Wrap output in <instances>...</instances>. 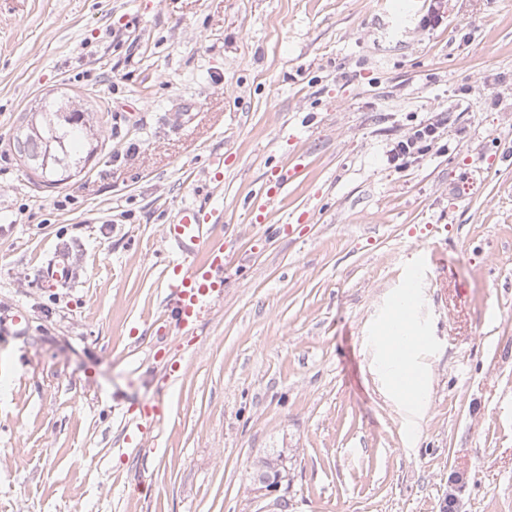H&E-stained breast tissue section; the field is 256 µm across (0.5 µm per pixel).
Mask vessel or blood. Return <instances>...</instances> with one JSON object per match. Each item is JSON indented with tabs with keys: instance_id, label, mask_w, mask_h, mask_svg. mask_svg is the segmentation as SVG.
<instances>
[{
	"instance_id": "1",
	"label": "vessel or blood",
	"mask_w": 512,
	"mask_h": 512,
	"mask_svg": "<svg viewBox=\"0 0 512 512\" xmlns=\"http://www.w3.org/2000/svg\"><path fill=\"white\" fill-rule=\"evenodd\" d=\"M215 219L211 209L185 205L162 230L164 240L173 249L165 274V322L181 330L194 328L223 297L224 246L209 239ZM200 252L204 253V260L194 262V255ZM41 276L50 288L69 283L72 269L66 256L57 254L50 258L43 265ZM393 328L394 340L402 349L411 351L426 342L425 337L413 335L409 315L396 316ZM160 413L159 404L147 403L140 414L131 419L125 441L138 448L145 447Z\"/></svg>"
}]
</instances>
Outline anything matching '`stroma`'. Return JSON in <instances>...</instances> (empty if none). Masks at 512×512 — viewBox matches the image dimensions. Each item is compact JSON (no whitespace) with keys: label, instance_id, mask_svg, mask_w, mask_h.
Returning <instances> with one entry per match:
<instances>
[{"label":"stroma","instance_id":"1","mask_svg":"<svg viewBox=\"0 0 512 512\" xmlns=\"http://www.w3.org/2000/svg\"><path fill=\"white\" fill-rule=\"evenodd\" d=\"M430 5L0 0V512H512V0ZM62 95L98 150L49 187L14 137ZM436 113L443 148L389 167ZM186 203L220 216L224 296L162 336ZM410 273L416 412L379 361ZM157 398L147 456L123 436ZM280 449L272 500L251 475ZM41 276L45 285L49 288L69 283L72 277V269L66 256L56 254L50 258L42 266Z\"/></svg>","mask_w":512,"mask_h":512}]
</instances>
